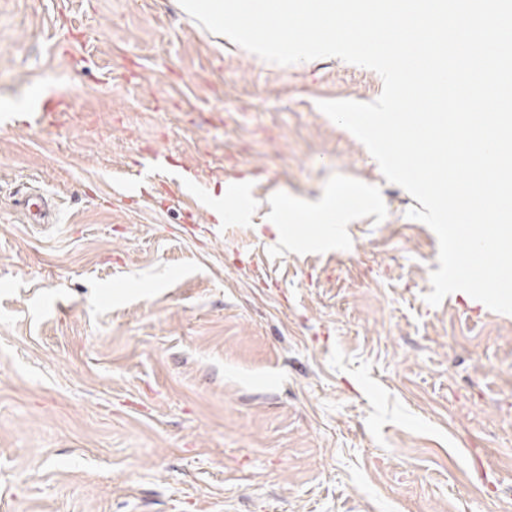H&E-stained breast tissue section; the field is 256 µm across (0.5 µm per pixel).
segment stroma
Here are the masks:
<instances>
[{"label":"stroma","instance_id":"35a3bbf8","mask_svg":"<svg viewBox=\"0 0 512 512\" xmlns=\"http://www.w3.org/2000/svg\"><path fill=\"white\" fill-rule=\"evenodd\" d=\"M382 90L176 0H0V512H512V315L426 301L435 233L318 108ZM150 150L223 190L221 239L125 193Z\"/></svg>","mask_w":512,"mask_h":512}]
</instances>
